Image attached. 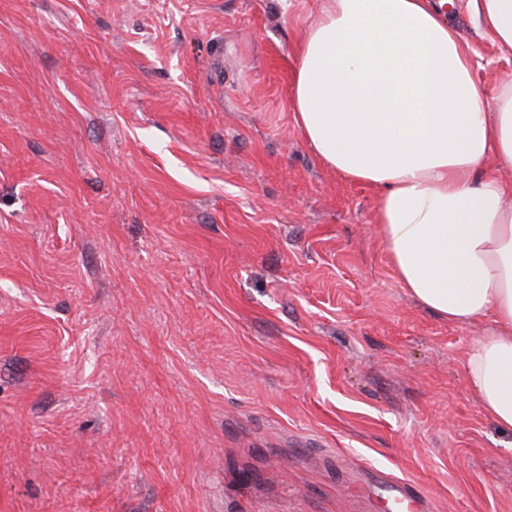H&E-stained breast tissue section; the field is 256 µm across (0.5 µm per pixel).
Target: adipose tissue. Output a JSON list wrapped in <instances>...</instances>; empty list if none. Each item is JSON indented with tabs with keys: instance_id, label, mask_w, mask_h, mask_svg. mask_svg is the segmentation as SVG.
Returning a JSON list of instances; mask_svg holds the SVG:
<instances>
[{
	"instance_id": "1",
	"label": "adipose tissue",
	"mask_w": 512,
	"mask_h": 512,
	"mask_svg": "<svg viewBox=\"0 0 512 512\" xmlns=\"http://www.w3.org/2000/svg\"><path fill=\"white\" fill-rule=\"evenodd\" d=\"M512 55V0H473ZM472 50L439 0H317L289 102L298 129L341 177L378 192L390 267L424 308L488 326L465 376L487 417L512 430V205L487 158L512 166V82L485 109Z\"/></svg>"
}]
</instances>
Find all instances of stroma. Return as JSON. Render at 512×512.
Instances as JSON below:
<instances>
[{
  "instance_id": "stroma-1",
  "label": "stroma",
  "mask_w": 512,
  "mask_h": 512,
  "mask_svg": "<svg viewBox=\"0 0 512 512\" xmlns=\"http://www.w3.org/2000/svg\"><path fill=\"white\" fill-rule=\"evenodd\" d=\"M450 17L485 93L512 57ZM312 0H0V512H512V433L295 125ZM390 488L385 490L393 501L394 512H422L425 495L405 482L391 480Z\"/></svg>"
}]
</instances>
